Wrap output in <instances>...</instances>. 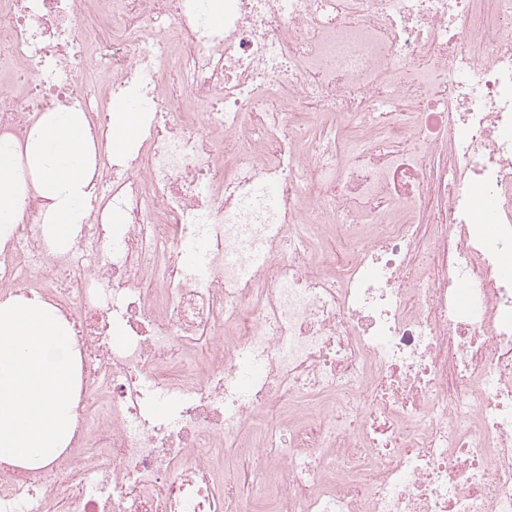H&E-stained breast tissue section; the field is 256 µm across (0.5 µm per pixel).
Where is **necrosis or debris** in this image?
<instances>
[{"label":"necrosis or debris","mask_w":512,"mask_h":512,"mask_svg":"<svg viewBox=\"0 0 512 512\" xmlns=\"http://www.w3.org/2000/svg\"><path fill=\"white\" fill-rule=\"evenodd\" d=\"M2 71L0 134L78 105L98 174L0 247L77 364L0 512H512V0H0ZM120 110H116L115 112L110 113V126L116 129V132L122 131L125 132L122 140L118 144L110 143V150L120 151L122 150L128 143V141L138 132L141 124V117L139 112L132 106L127 105ZM132 112H136V114H132ZM133 115V118H132ZM132 125V131L128 132L127 129Z\"/></svg>","instance_id":"1"}]
</instances>
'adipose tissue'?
<instances>
[{
	"instance_id": "1",
	"label": "adipose tissue",
	"mask_w": 512,
	"mask_h": 512,
	"mask_svg": "<svg viewBox=\"0 0 512 512\" xmlns=\"http://www.w3.org/2000/svg\"><path fill=\"white\" fill-rule=\"evenodd\" d=\"M96 139L84 112L73 106L44 113L26 140L0 136V235L16 223L28 193L43 201L48 246L69 248L85 213L80 206L95 171Z\"/></svg>"
}]
</instances>
